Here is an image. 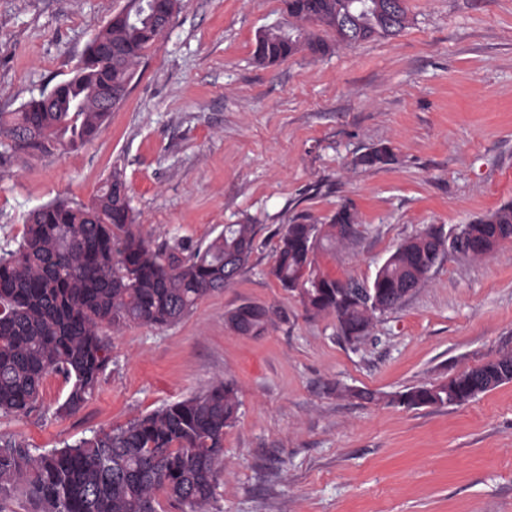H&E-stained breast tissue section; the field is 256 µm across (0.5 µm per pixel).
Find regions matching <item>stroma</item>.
I'll return each mask as SVG.
<instances>
[{
	"label": "stroma",
	"instance_id": "stroma-1",
	"mask_svg": "<svg viewBox=\"0 0 512 512\" xmlns=\"http://www.w3.org/2000/svg\"><path fill=\"white\" fill-rule=\"evenodd\" d=\"M128 3L0 0V112L69 78ZM406 6L397 36L344 46L324 30L325 54L263 65L256 40L287 25L283 0H184L92 140L8 152L1 247L31 210L89 203L116 169L153 246H203L227 224L256 237L236 278L180 321L110 333L112 361L78 413L56 416L68 387L51 375L29 413L0 415V437L61 448L226 380L238 419L207 512H512V383L460 405L389 402L512 351V244L443 258L356 346L272 273L280 232L303 215L356 212L355 234L318 263L368 284L427 227L448 233L512 202V0ZM381 144L390 164H357ZM245 303L268 310L262 335L229 324Z\"/></svg>",
	"mask_w": 512,
	"mask_h": 512
}]
</instances>
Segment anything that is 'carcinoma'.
<instances>
[{
  "label": "carcinoma",
  "mask_w": 512,
  "mask_h": 512,
  "mask_svg": "<svg viewBox=\"0 0 512 512\" xmlns=\"http://www.w3.org/2000/svg\"><path fill=\"white\" fill-rule=\"evenodd\" d=\"M285 0L288 34L264 31L254 52L274 64L299 52H325L305 25L319 26L347 46L374 36L399 34L408 24L405 0ZM139 0L112 19L86 46L73 75L53 88L54 108L33 97L13 112H0V158L10 150L73 148L92 139L106 113L102 106L129 85L144 50L162 35ZM110 42L112 61L100 52ZM393 161L390 147H375L356 163L375 167ZM344 205L327 224L304 216L287 225L276 250L273 274L282 288L300 290L308 312L336 318L343 336L368 332L374 313L361 304L374 293L383 310L398 305L400 292L426 280L437 251L430 227L400 244L369 285L342 282L322 272L317 252L343 240L338 224H354ZM478 232L512 224V204L474 221ZM252 224H226L205 247L186 253L182 244L153 247L138 229L120 170L115 169L88 204L59 200L31 211L14 249L0 252V414L26 412L52 373L69 385L56 414L79 412L98 390L111 362L107 331L131 323L163 326L189 314L198 302L232 281L254 249ZM252 330L265 332L267 310L247 305ZM512 372V355L483 363L438 385L412 387L398 396L407 407L448 404V393L481 395L489 381ZM239 409L235 387L221 382L206 392L166 405L126 426L96 432L72 445L33 455L17 440L0 439V494L27 488L42 512H159L158 494L204 512L215 498L224 429Z\"/></svg>",
  "instance_id": "obj_1"
}]
</instances>
